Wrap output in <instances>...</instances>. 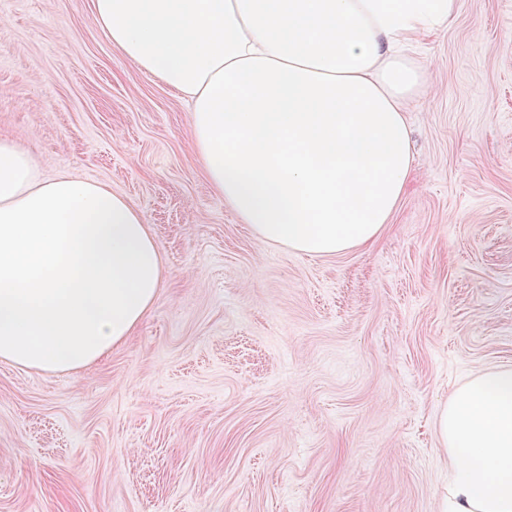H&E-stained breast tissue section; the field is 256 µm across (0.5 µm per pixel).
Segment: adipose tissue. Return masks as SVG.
Instances as JSON below:
<instances>
[{
    "mask_svg": "<svg viewBox=\"0 0 512 512\" xmlns=\"http://www.w3.org/2000/svg\"><path fill=\"white\" fill-rule=\"evenodd\" d=\"M113 49L189 100L194 146L264 240L316 256L365 248L413 168L406 114L420 38L456 0H92ZM164 264L139 209L105 185L40 177L0 139V360L78 371L149 313ZM437 432L444 512H512V367L475 375Z\"/></svg>",
    "mask_w": 512,
    "mask_h": 512,
    "instance_id": "adipose-tissue-1",
    "label": "adipose tissue"
}]
</instances>
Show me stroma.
<instances>
[{"instance_id":"obj_1","label":"stroma","mask_w":512,"mask_h":512,"mask_svg":"<svg viewBox=\"0 0 512 512\" xmlns=\"http://www.w3.org/2000/svg\"><path fill=\"white\" fill-rule=\"evenodd\" d=\"M419 53L390 224L309 256L225 204L91 0H0V138L128 199L165 268L99 363L0 361V512H441L436 416L512 366V0H457Z\"/></svg>"}]
</instances>
